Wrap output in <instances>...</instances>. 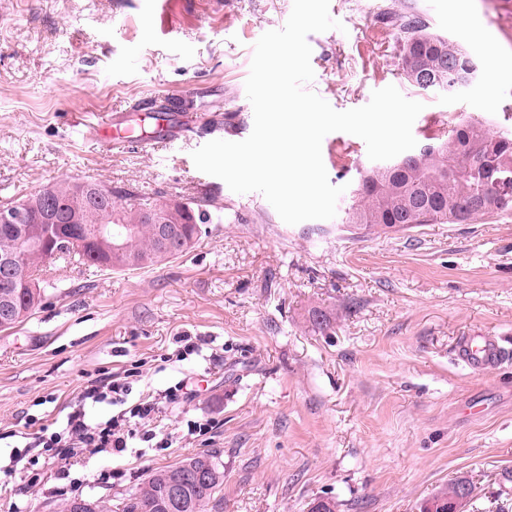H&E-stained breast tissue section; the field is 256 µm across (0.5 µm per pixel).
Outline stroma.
<instances>
[{
	"mask_svg": "<svg viewBox=\"0 0 512 512\" xmlns=\"http://www.w3.org/2000/svg\"><path fill=\"white\" fill-rule=\"evenodd\" d=\"M293 0H0V201L70 178L151 196L208 199L223 221L168 263L112 272L59 259L45 299L0 333V512H55L77 494L124 497L147 471L197 454L224 463L222 512H419L459 476L478 486L467 512H512V361L482 374L455 357L475 332L512 349V211L466 224L369 235L339 218L285 223L258 192L237 194L196 169L201 135L118 151L85 127L185 84L171 127L216 119L215 138L254 124L246 96L253 47L282 28ZM420 15L461 38L481 65L456 96L398 74L386 12ZM341 29L308 37L309 90L335 110L392 85L424 108L418 144L470 117L512 133V8L506 0H330ZM474 14L481 34L462 36ZM331 184L368 164L354 135L328 134ZM331 315L315 328L312 310ZM125 377L128 404L193 383L162 413L170 447L140 438L121 453L80 452L65 474L36 433H64L87 380ZM13 466L5 475V466Z\"/></svg>",
	"mask_w": 512,
	"mask_h": 512,
	"instance_id": "35a3bbf8",
	"label": "stroma"
}]
</instances>
